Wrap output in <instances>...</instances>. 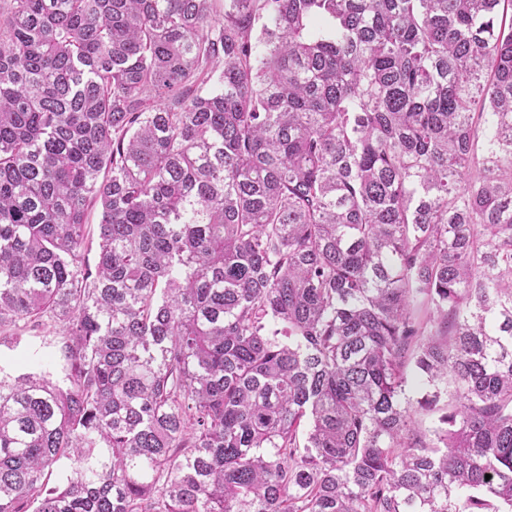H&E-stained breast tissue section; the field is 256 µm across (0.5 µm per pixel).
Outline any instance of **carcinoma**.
<instances>
[{
	"instance_id": "1",
	"label": "carcinoma",
	"mask_w": 512,
	"mask_h": 512,
	"mask_svg": "<svg viewBox=\"0 0 512 512\" xmlns=\"http://www.w3.org/2000/svg\"><path fill=\"white\" fill-rule=\"evenodd\" d=\"M46 319L0 512H512V0H0V346Z\"/></svg>"
}]
</instances>
